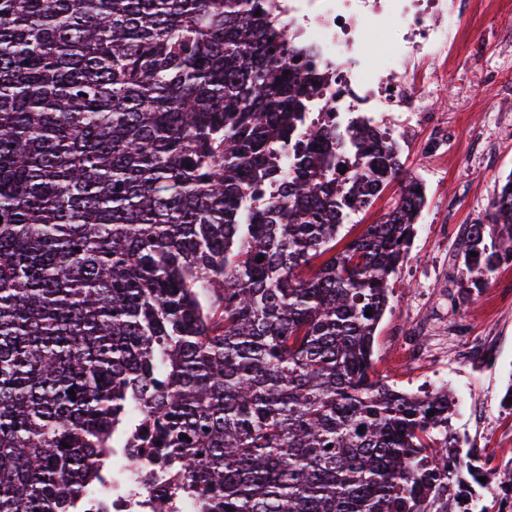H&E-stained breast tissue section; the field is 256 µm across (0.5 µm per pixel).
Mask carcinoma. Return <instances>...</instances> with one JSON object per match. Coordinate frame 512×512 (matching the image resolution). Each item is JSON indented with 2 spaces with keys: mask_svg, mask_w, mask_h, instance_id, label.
I'll use <instances>...</instances> for the list:
<instances>
[{
  "mask_svg": "<svg viewBox=\"0 0 512 512\" xmlns=\"http://www.w3.org/2000/svg\"><path fill=\"white\" fill-rule=\"evenodd\" d=\"M316 79L270 0H0V512H72L116 446L205 512L512 487L458 447L448 392L375 376L426 191L336 249L401 164L377 127H302ZM464 260L474 288L512 260V175Z\"/></svg>",
  "mask_w": 512,
  "mask_h": 512,
  "instance_id": "obj_1",
  "label": "carcinoma"
}]
</instances>
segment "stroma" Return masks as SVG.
<instances>
[{
  "label": "stroma",
  "instance_id": "obj_1",
  "mask_svg": "<svg viewBox=\"0 0 512 512\" xmlns=\"http://www.w3.org/2000/svg\"><path fill=\"white\" fill-rule=\"evenodd\" d=\"M473 2L476 11L493 16L501 38L476 56L460 49L465 64L481 73L482 88L460 91L452 66L430 99L432 110L456 129L447 153L424 150L422 130L400 148L407 174L426 184V205L390 280L391 309L376 330L374 371L400 391L432 392L442 382L451 392H465L451 430L502 467L512 463V409L502 403L512 377V264L477 290L469 285L461 251L467 227L482 218L512 173V92L499 87L512 79V12L499 13L500 0ZM481 340L498 352L487 373L459 354L466 343Z\"/></svg>",
  "mask_w": 512,
  "mask_h": 512
}]
</instances>
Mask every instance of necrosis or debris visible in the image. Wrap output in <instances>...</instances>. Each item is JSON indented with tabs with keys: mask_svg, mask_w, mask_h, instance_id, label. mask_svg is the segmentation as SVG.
Returning <instances> with one entry per match:
<instances>
[{
	"mask_svg": "<svg viewBox=\"0 0 512 512\" xmlns=\"http://www.w3.org/2000/svg\"><path fill=\"white\" fill-rule=\"evenodd\" d=\"M292 32L317 64L320 81L308 103L311 123L334 116L359 120L404 136L430 119L418 89H434L448 76V59L470 23L493 32L494 21L463 14L448 0H277ZM395 35L389 54L372 56L368 31ZM81 512H202L199 500L163 496L113 451L112 468Z\"/></svg>",
	"mask_w": 512,
	"mask_h": 512,
	"instance_id": "4bbe7bcc",
	"label": "necrosis or debris"
}]
</instances>
